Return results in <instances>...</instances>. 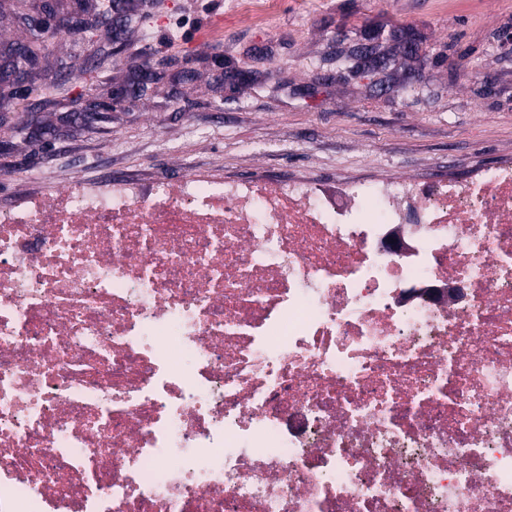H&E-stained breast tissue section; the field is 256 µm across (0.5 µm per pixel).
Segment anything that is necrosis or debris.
<instances>
[{
	"label": "necrosis or debris",
	"instance_id": "obj_1",
	"mask_svg": "<svg viewBox=\"0 0 512 512\" xmlns=\"http://www.w3.org/2000/svg\"><path fill=\"white\" fill-rule=\"evenodd\" d=\"M0 512H512V156L0 206Z\"/></svg>",
	"mask_w": 512,
	"mask_h": 512
}]
</instances>
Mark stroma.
<instances>
[{"instance_id": "35a3bbf8", "label": "stroma", "mask_w": 512, "mask_h": 512, "mask_svg": "<svg viewBox=\"0 0 512 512\" xmlns=\"http://www.w3.org/2000/svg\"><path fill=\"white\" fill-rule=\"evenodd\" d=\"M104 0H5L58 36L0 105V205L72 176L463 174L512 155V0H280L266 23L240 0H152L103 26ZM147 92L125 89L136 68Z\"/></svg>"}]
</instances>
